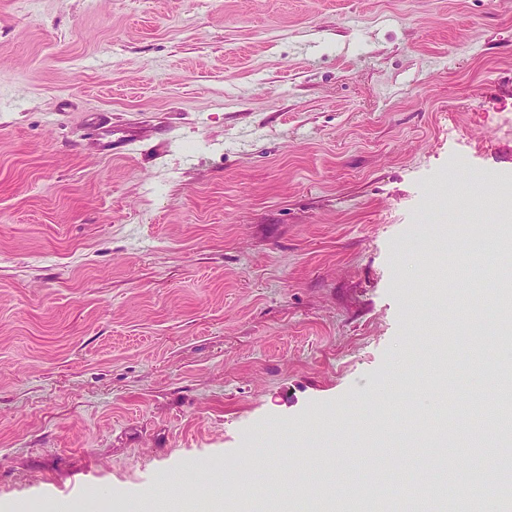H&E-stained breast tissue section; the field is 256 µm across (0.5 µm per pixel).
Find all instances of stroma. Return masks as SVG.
I'll return each mask as SVG.
<instances>
[{
    "label": "stroma",
    "instance_id": "obj_1",
    "mask_svg": "<svg viewBox=\"0 0 512 512\" xmlns=\"http://www.w3.org/2000/svg\"><path fill=\"white\" fill-rule=\"evenodd\" d=\"M493 221L500 0H0V502L325 512L294 483L372 448L426 482L440 381L463 433L512 367L448 345L463 292L502 320L455 262Z\"/></svg>",
    "mask_w": 512,
    "mask_h": 512
}]
</instances>
